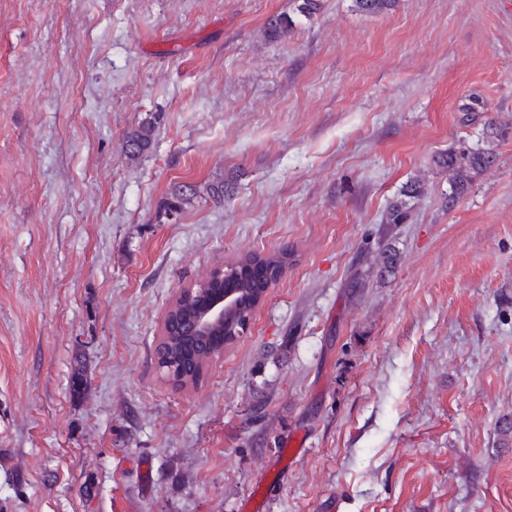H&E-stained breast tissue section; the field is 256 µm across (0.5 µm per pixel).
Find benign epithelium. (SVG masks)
<instances>
[{
	"mask_svg": "<svg viewBox=\"0 0 512 512\" xmlns=\"http://www.w3.org/2000/svg\"><path fill=\"white\" fill-rule=\"evenodd\" d=\"M235 293L232 289L213 288L201 291L199 288H183L178 291L169 311H176L183 298L196 300L195 313L185 315L180 320L181 335L184 338L197 340L195 360L206 363L224 355V337L214 336L217 327L224 326V306L228 305ZM158 370L168 381L180 380L192 375L194 370L188 366L174 367L171 358L164 355L156 358Z\"/></svg>",
	"mask_w": 512,
	"mask_h": 512,
	"instance_id": "1",
	"label": "benign epithelium"
}]
</instances>
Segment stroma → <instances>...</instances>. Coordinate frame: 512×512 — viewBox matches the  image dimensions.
Here are the masks:
<instances>
[{"label":"stroma","instance_id":"obj_1","mask_svg":"<svg viewBox=\"0 0 512 512\" xmlns=\"http://www.w3.org/2000/svg\"><path fill=\"white\" fill-rule=\"evenodd\" d=\"M296 6L0 0V512H512V0ZM281 250L169 384L177 291ZM153 127L151 122L142 123L132 132H129L126 140V154L130 159H135L145 150H147L152 142ZM488 162V155L484 152H459L448 153V156L442 159V164L451 171L454 176V183L457 192H464L467 188L468 169L480 167L483 163Z\"/></svg>","mask_w":512,"mask_h":512}]
</instances>
